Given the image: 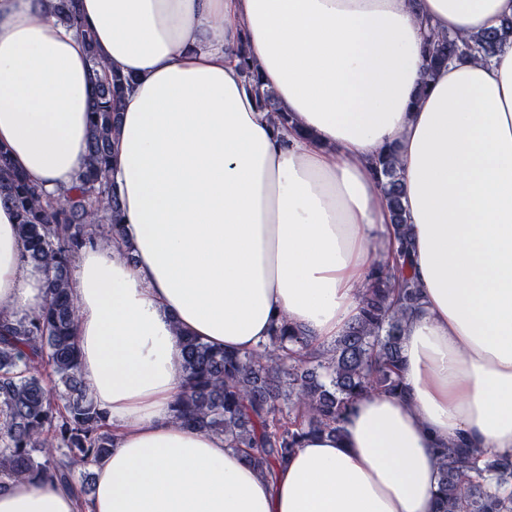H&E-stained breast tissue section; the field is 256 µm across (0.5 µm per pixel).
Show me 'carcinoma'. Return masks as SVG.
I'll use <instances>...</instances> for the list:
<instances>
[{"label":"carcinoma","instance_id":"obj_1","mask_svg":"<svg viewBox=\"0 0 512 512\" xmlns=\"http://www.w3.org/2000/svg\"><path fill=\"white\" fill-rule=\"evenodd\" d=\"M57 13L78 28L89 49L94 35L77 0H58ZM512 39V18L500 27L462 39L430 32L423 45L426 89L454 58L496 54ZM238 67L256 90L258 108L278 114L275 93L261 88L250 56L239 50ZM92 96L87 163L77 183L52 197L30 182L0 148V200L20 217L27 259L45 267L47 303L38 313L0 315V488L17 479H49L74 492L87 507L85 481L113 448L106 416L88 394L79 369L78 310L71 293V265L83 245L122 222L120 198L110 177L112 139L119 107L132 78L109 71L91 53ZM396 228L392 261L374 270L361 297L357 321L325 351L308 334L282 321L269 342L251 352H226L195 337L181 340L183 391L172 412L182 425L225 437L245 460L273 477L308 435L339 434L352 402L371 392L400 393L401 328L420 299L406 262L409 242L404 184L392 153L375 161ZM440 485L434 512H512V457L485 455L454 443L436 449Z\"/></svg>","mask_w":512,"mask_h":512}]
</instances>
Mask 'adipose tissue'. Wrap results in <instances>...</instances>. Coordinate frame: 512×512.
<instances>
[{
	"instance_id": "obj_1",
	"label": "adipose tissue",
	"mask_w": 512,
	"mask_h": 512,
	"mask_svg": "<svg viewBox=\"0 0 512 512\" xmlns=\"http://www.w3.org/2000/svg\"><path fill=\"white\" fill-rule=\"evenodd\" d=\"M96 50L133 78L111 178L118 237L79 253L81 376L115 436L90 503L55 482L0 489V512H432L436 448L512 454V40L449 62L426 92L424 23L460 38L512 0H79ZM56 0H0V146L49 194L87 157L91 63ZM246 49L288 130L237 67ZM394 148L421 298L400 394L352 403L268 481L191 431L179 340L256 349L288 321L317 348L359 317L397 249L371 162ZM0 202V313L46 301Z\"/></svg>"
}]
</instances>
